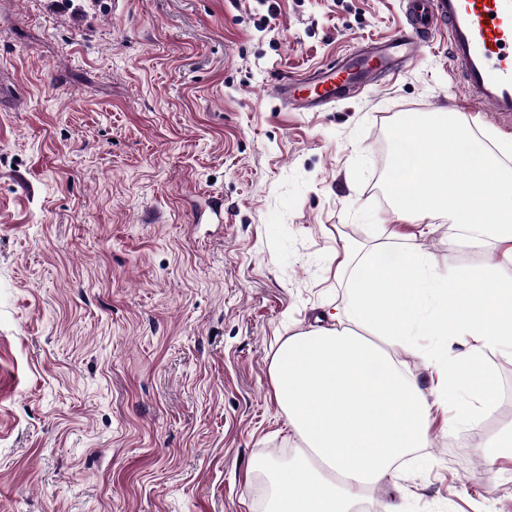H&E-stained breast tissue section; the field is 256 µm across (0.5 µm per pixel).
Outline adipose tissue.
Instances as JSON below:
<instances>
[{"label": "adipose tissue", "instance_id": "adipose-tissue-1", "mask_svg": "<svg viewBox=\"0 0 512 512\" xmlns=\"http://www.w3.org/2000/svg\"><path fill=\"white\" fill-rule=\"evenodd\" d=\"M474 136L456 112L402 114L386 189L403 220L447 218L450 243L494 251L512 267V144L495 139L476 152ZM409 240L394 230L387 243L335 252L345 305L276 351L274 396L300 446L288 463L262 464L273 489L265 512H356L367 491L394 480L399 460L426 447L449 389L470 392L454 407V425L475 426L495 410L485 356L512 348V279L481 268L435 271ZM421 330L448 343L473 340L427 390L397 358Z\"/></svg>", "mask_w": 512, "mask_h": 512}]
</instances>
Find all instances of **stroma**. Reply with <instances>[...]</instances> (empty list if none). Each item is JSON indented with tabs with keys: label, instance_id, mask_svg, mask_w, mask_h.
Instances as JSON below:
<instances>
[{
	"label": "stroma",
	"instance_id": "obj_1",
	"mask_svg": "<svg viewBox=\"0 0 512 512\" xmlns=\"http://www.w3.org/2000/svg\"><path fill=\"white\" fill-rule=\"evenodd\" d=\"M405 23L402 0H0V512H263L297 446L269 369L346 298L341 243L400 228L438 271L494 263L400 221V114L478 112L448 39L321 112L273 94ZM443 349L398 356L431 386ZM512 428L435 417L369 512H512ZM512 429L493 435L485 440L481 448L491 463L504 455H512ZM510 448V451L507 450Z\"/></svg>",
	"mask_w": 512,
	"mask_h": 512
}]
</instances>
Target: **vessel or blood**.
Returning <instances> with one entry per match:
<instances>
[{"instance_id": "b4317fda", "label": "vessel or blood", "mask_w": 512, "mask_h": 512, "mask_svg": "<svg viewBox=\"0 0 512 512\" xmlns=\"http://www.w3.org/2000/svg\"><path fill=\"white\" fill-rule=\"evenodd\" d=\"M407 27L397 37L284 78L275 96L297 110L323 111L352 93L375 88L381 74L405 70L433 32L448 35V66L461 73L470 100L499 120L512 119V0H407Z\"/></svg>"}]
</instances>
